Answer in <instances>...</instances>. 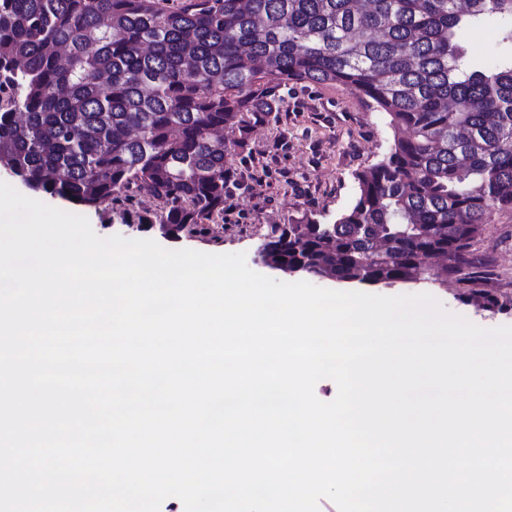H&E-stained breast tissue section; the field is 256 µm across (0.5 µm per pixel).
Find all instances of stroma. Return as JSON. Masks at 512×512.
<instances>
[{"instance_id":"stroma-1","label":"stroma","mask_w":512,"mask_h":512,"mask_svg":"<svg viewBox=\"0 0 512 512\" xmlns=\"http://www.w3.org/2000/svg\"><path fill=\"white\" fill-rule=\"evenodd\" d=\"M393 141L387 115L344 86L291 84L280 89L275 115L252 123L247 147L230 156L240 187L225 199L222 217L175 237L156 226L140 228L137 215L163 208L143 191L134 193L128 207L90 211L86 217L103 238L151 239L167 249L210 254L242 252L251 270L278 280L281 272L255 262L259 244L276 225L313 214L330 218L344 210L356 193L355 172L380 161ZM470 253L481 264L472 277L452 274L441 285H377L372 292L427 293L479 327L512 326V210L484 225Z\"/></svg>"}]
</instances>
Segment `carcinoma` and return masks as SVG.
Returning <instances> with one entry per match:
<instances>
[{"instance_id": "carcinoma-1", "label": "carcinoma", "mask_w": 512, "mask_h": 512, "mask_svg": "<svg viewBox=\"0 0 512 512\" xmlns=\"http://www.w3.org/2000/svg\"><path fill=\"white\" fill-rule=\"evenodd\" d=\"M0 0V169L87 210L132 188L167 233L224 213L228 156L290 83H336L389 117L394 142L328 222L276 226L270 265L363 285L442 284L512 209V0ZM508 55L466 64L461 33ZM235 127L239 137L216 135ZM387 247L378 249V242ZM445 253L453 264L428 259Z\"/></svg>"}]
</instances>
